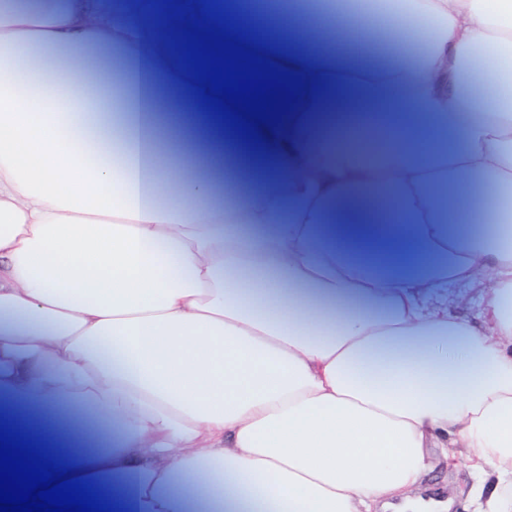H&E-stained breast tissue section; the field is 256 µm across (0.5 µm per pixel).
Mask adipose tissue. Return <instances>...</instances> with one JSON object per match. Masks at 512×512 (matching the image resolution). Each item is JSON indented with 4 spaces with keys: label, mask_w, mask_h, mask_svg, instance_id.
Here are the masks:
<instances>
[{
    "label": "adipose tissue",
    "mask_w": 512,
    "mask_h": 512,
    "mask_svg": "<svg viewBox=\"0 0 512 512\" xmlns=\"http://www.w3.org/2000/svg\"><path fill=\"white\" fill-rule=\"evenodd\" d=\"M224 8L353 100L318 95L242 150L253 203L157 137L139 74L170 59L153 12L111 0H0V393L105 425L73 477L135 474L123 512H422L414 492L464 457L474 512H512V0H386L418 54L351 71ZM326 114L309 127L305 115ZM387 112L400 145L352 147ZM460 116L449 129V116ZM404 221L382 224L376 189ZM472 211L458 232L451 209ZM441 264L418 268L433 255ZM488 281L480 325L453 284Z\"/></svg>",
    "instance_id": "ef3b65f1"
}]
</instances>
